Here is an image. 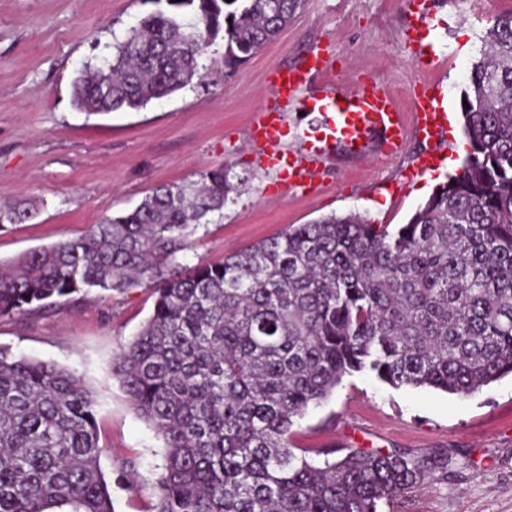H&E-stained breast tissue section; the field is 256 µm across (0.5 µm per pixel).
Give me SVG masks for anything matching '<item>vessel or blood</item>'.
<instances>
[{"instance_id": "vessel-or-blood-1", "label": "vessel or blood", "mask_w": 512, "mask_h": 512, "mask_svg": "<svg viewBox=\"0 0 512 512\" xmlns=\"http://www.w3.org/2000/svg\"><path fill=\"white\" fill-rule=\"evenodd\" d=\"M331 65L327 59L314 58L309 70L275 71L269 76L272 98L257 107L250 125V138L258 151L263 168L276 170L291 189L313 188L324 170V158L330 140L343 141L350 149L361 152L366 148L365 136L370 129L380 128L385 133L384 152L400 151L408 134L429 141H439L448 121L441 112L439 100L442 91L438 84H422L413 97L412 114L400 111L388 88L371 80L352 92L337 91L325 81ZM322 76L321 91L307 94L310 73ZM324 112L322 130L308 141L300 152L284 149V115L296 110Z\"/></svg>"}]
</instances>
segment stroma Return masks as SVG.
I'll use <instances>...</instances> for the list:
<instances>
[{
	"mask_svg": "<svg viewBox=\"0 0 512 512\" xmlns=\"http://www.w3.org/2000/svg\"><path fill=\"white\" fill-rule=\"evenodd\" d=\"M428 6L412 41L406 0H305L278 37L237 71H225L219 37L199 59L201 80L137 111L89 115L72 104L77 71L99 62L107 45L152 10L151 0H0V205L39 211L33 222L0 231V260L79 237L103 217L133 209L153 188L219 167L241 177L239 192L190 236L181 264H219L289 225L332 214L407 223L438 184L460 172L461 134L449 135L452 152L412 134L402 151L387 156L378 130L367 155L335 143L321 183L290 195L274 172L260 167L248 128L254 107L270 93L269 72L319 50L335 54L342 88L381 79L405 111L419 81L440 82L443 106L462 126L467 73L495 14L512 11V0H428ZM422 45L433 47L437 68L418 63ZM424 155L435 171L396 190L401 174ZM153 303L147 288L94 289L74 302L0 317V345L70 368L93 391L114 512H153L155 505L164 442L112 373L113 358ZM290 444L317 463L329 448L403 451L421 459L425 479L379 512H512L511 375L459 397L394 389L355 374L297 420Z\"/></svg>",
	"mask_w": 512,
	"mask_h": 512,
	"instance_id": "stroma-1",
	"label": "stroma"
}]
</instances>
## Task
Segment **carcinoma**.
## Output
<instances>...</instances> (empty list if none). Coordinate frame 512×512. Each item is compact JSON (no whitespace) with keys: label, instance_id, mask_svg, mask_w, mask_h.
<instances>
[{"label":"carcinoma","instance_id":"obj_1","mask_svg":"<svg viewBox=\"0 0 512 512\" xmlns=\"http://www.w3.org/2000/svg\"><path fill=\"white\" fill-rule=\"evenodd\" d=\"M155 2L165 7L102 65H84L75 107L110 114L173 94L220 35L233 72L303 5ZM463 100L461 172L395 228L331 215L184 268L188 228L238 191L217 168L0 261V316L92 289L152 290V314L112 372L164 441L155 512H378L424 464L348 448L316 465L290 448L296 420L355 373L459 396L512 374V12L495 16ZM36 216L0 206V230ZM95 404L75 371L0 345V512H112Z\"/></svg>","mask_w":512,"mask_h":512}]
</instances>
